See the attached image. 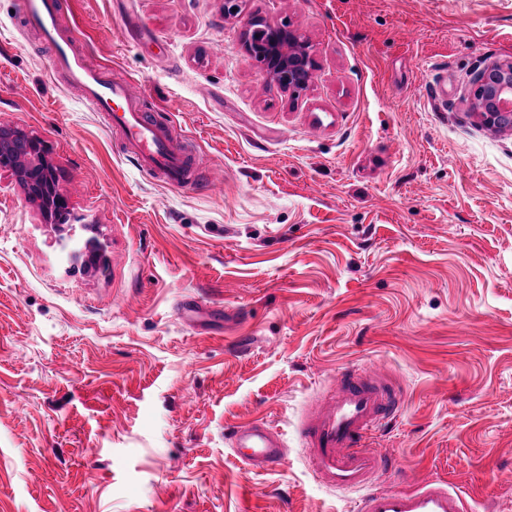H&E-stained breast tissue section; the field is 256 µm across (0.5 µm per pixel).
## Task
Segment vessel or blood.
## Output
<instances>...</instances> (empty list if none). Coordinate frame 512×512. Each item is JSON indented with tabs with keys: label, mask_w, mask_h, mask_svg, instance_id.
<instances>
[{
	"label": "vessel or blood",
	"mask_w": 512,
	"mask_h": 512,
	"mask_svg": "<svg viewBox=\"0 0 512 512\" xmlns=\"http://www.w3.org/2000/svg\"><path fill=\"white\" fill-rule=\"evenodd\" d=\"M21 6L27 26L54 48L53 73L80 90L84 105L97 112L146 176L175 189L197 188L202 179L216 182L215 173L200 176L193 141L146 112L150 91L132 92L126 79L106 76L90 60L77 31L65 21L60 0H21ZM400 403V394L387 383L342 370L336 388L318 396L296 426L313 477L328 488L360 491L357 512H476L466 494L438 480L406 491L374 489L384 457L364 442ZM228 440L242 463L253 467H275L288 451L283 433L258 419L233 428Z\"/></svg>",
	"instance_id": "b4317fda"
}]
</instances>
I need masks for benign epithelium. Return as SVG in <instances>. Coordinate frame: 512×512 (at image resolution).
Instances as JSON below:
<instances>
[{
    "label": "benign epithelium",
    "instance_id": "1",
    "mask_svg": "<svg viewBox=\"0 0 512 512\" xmlns=\"http://www.w3.org/2000/svg\"><path fill=\"white\" fill-rule=\"evenodd\" d=\"M259 19L244 21L243 49L248 57L264 61L266 73L284 89L306 85V77L315 61L307 42L288 26L257 25ZM512 99V62L493 63L483 68L474 79V113L486 128L498 129L506 114L500 104ZM0 168H7L17 177L28 195L47 181L40 204L46 213L60 222L68 216V199L64 189L53 183L51 167L41 142L19 130L0 134Z\"/></svg>",
    "mask_w": 512,
    "mask_h": 512
}]
</instances>
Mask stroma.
Wrapping results in <instances>:
<instances>
[{"instance_id":"1","label":"stroma","mask_w":512,"mask_h":512,"mask_svg":"<svg viewBox=\"0 0 512 512\" xmlns=\"http://www.w3.org/2000/svg\"><path fill=\"white\" fill-rule=\"evenodd\" d=\"M17 2L0 126L43 142L71 228L0 170V512H355L296 433L345 367L402 392L365 442L377 487L512 512V131L472 108L512 61V0H68L94 62L222 171L196 191L123 155ZM251 15L308 42L306 88L245 55ZM257 417L277 468L226 442Z\"/></svg>"}]
</instances>
